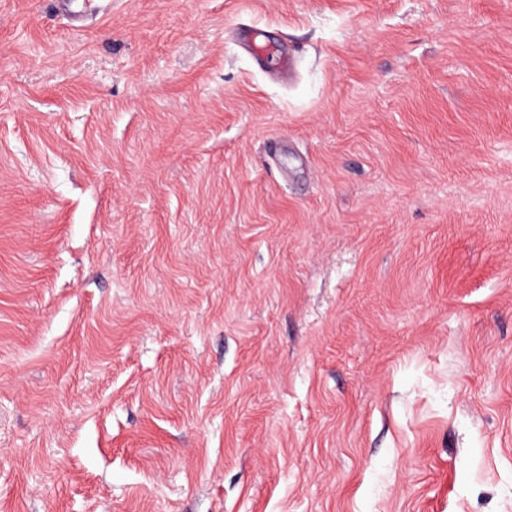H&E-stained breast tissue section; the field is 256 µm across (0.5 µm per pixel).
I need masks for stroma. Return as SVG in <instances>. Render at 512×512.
Instances as JSON below:
<instances>
[{"instance_id":"obj_1","label":"stroma","mask_w":512,"mask_h":512,"mask_svg":"<svg viewBox=\"0 0 512 512\" xmlns=\"http://www.w3.org/2000/svg\"><path fill=\"white\" fill-rule=\"evenodd\" d=\"M0 512H512V0H0Z\"/></svg>"}]
</instances>
